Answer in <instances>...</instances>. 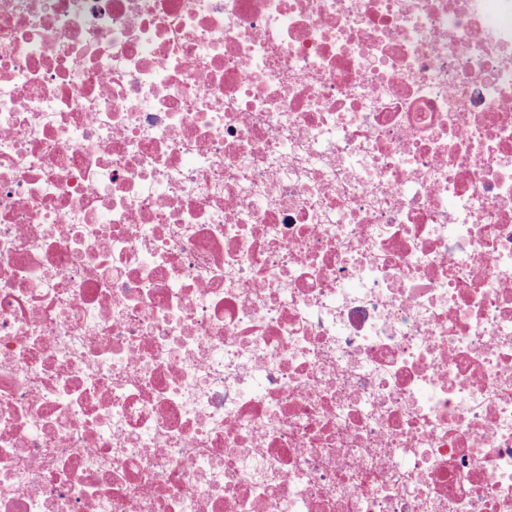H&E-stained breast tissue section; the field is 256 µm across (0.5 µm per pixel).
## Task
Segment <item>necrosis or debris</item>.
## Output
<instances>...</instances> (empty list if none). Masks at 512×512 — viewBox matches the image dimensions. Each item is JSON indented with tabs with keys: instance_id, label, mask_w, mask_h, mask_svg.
Segmentation results:
<instances>
[{
	"instance_id": "necrosis-or-debris-1",
	"label": "necrosis or debris",
	"mask_w": 512,
	"mask_h": 512,
	"mask_svg": "<svg viewBox=\"0 0 512 512\" xmlns=\"http://www.w3.org/2000/svg\"><path fill=\"white\" fill-rule=\"evenodd\" d=\"M0 512H512V0H0Z\"/></svg>"
}]
</instances>
